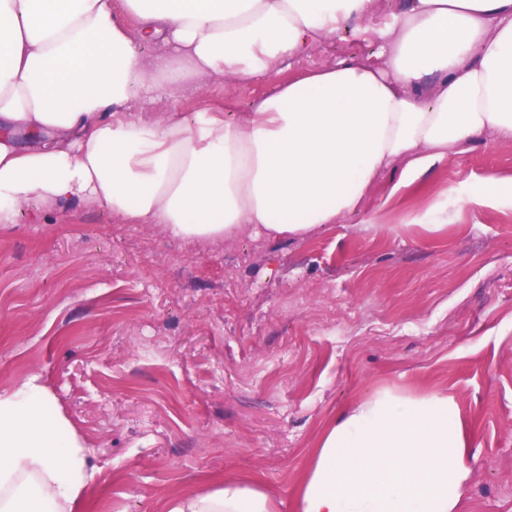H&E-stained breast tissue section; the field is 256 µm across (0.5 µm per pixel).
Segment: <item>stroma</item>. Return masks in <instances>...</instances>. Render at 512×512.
Returning a JSON list of instances; mask_svg holds the SVG:
<instances>
[{"mask_svg":"<svg viewBox=\"0 0 512 512\" xmlns=\"http://www.w3.org/2000/svg\"><path fill=\"white\" fill-rule=\"evenodd\" d=\"M361 24L286 62L295 79L368 58ZM260 81L188 92L194 112L225 101L237 119ZM512 141L470 144L394 200L386 173L359 217L309 236L244 230L223 242L173 238L75 203L0 224V389L39 373L102 472L85 512H163L166 498L258 476L297 512L322 432L382 386L436 387L472 426L477 456L460 512H512V209L461 206ZM444 201L451 223H410Z\"/></svg>","mask_w":512,"mask_h":512,"instance_id":"obj_1","label":"stroma"}]
</instances>
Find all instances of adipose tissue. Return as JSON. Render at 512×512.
<instances>
[{
    "label": "adipose tissue",
    "instance_id": "ef3b65f1",
    "mask_svg": "<svg viewBox=\"0 0 512 512\" xmlns=\"http://www.w3.org/2000/svg\"><path fill=\"white\" fill-rule=\"evenodd\" d=\"M0 0V224L78 202L188 241L281 239L364 213L379 176L408 186L450 148L512 140V0H399L376 61L285 80L237 122L187 114L211 80L248 86L371 15L374 0ZM162 54L145 57L141 43ZM165 98L156 120L142 109ZM473 454L454 397L382 387L313 450L298 512H458ZM100 468L39 375L0 392V512H81ZM227 479L167 512H279Z\"/></svg>",
    "mask_w": 512,
    "mask_h": 512
}]
</instances>
